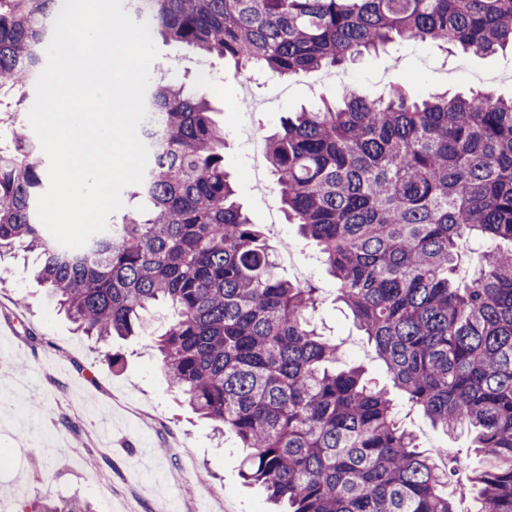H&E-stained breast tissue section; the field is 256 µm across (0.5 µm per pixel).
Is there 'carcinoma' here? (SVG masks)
<instances>
[{
  "label": "carcinoma",
  "mask_w": 512,
  "mask_h": 512,
  "mask_svg": "<svg viewBox=\"0 0 512 512\" xmlns=\"http://www.w3.org/2000/svg\"><path fill=\"white\" fill-rule=\"evenodd\" d=\"M62 0H0V106L41 74ZM137 17L236 69L279 78L338 67L397 39L512 49V0H132ZM154 126L127 211L79 249L37 216L48 178L18 112L0 125V249L36 253L37 279L87 336H134L169 303L164 372L242 447L245 479L283 512H456L448 473L398 422L400 404L311 322L319 288L278 277L259 225L234 199L211 106L150 80ZM289 223L319 247L405 403L441 429L467 426L486 466L477 512H512V99L490 92L340 103L265 137ZM493 243L457 273L462 243ZM19 512H90L73 500Z\"/></svg>",
  "instance_id": "obj_1"
}]
</instances>
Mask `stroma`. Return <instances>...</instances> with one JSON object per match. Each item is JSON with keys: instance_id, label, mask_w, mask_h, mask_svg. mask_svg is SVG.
Segmentation results:
<instances>
[{"instance_id": "stroma-1", "label": "stroma", "mask_w": 512, "mask_h": 512, "mask_svg": "<svg viewBox=\"0 0 512 512\" xmlns=\"http://www.w3.org/2000/svg\"><path fill=\"white\" fill-rule=\"evenodd\" d=\"M159 51L156 66L172 70L193 84L198 69L209 70L213 83L204 87L212 117L224 133V167L236 199L253 223L266 225L269 207L279 206L274 182L258 189L251 178L250 145L238 135L242 124L269 133L281 116L303 109L318 110L340 94L344 82L357 85L369 98L401 87L415 96L435 91L466 94L491 88L512 97V54L463 55L452 48L397 41L365 54L338 73L320 79L309 75L288 80L252 71L244 74L223 59L204 56L185 44L154 35ZM275 253L292 252L309 271L308 281L320 288L314 315L319 331L342 344L337 368L362 366L378 386L390 387V375L367 343L353 315L336 298V282L328 275L321 254L283 224L269 234ZM296 266L279 264L284 279L297 281ZM172 319L170 307L151 306L144 314V331L113 338L111 350L120 358L111 366L103 349L81 336L60 313L42 285L35 282L23 260L0 262V345L10 347L11 360L0 363V452L11 459L0 469V512H16L23 501L47 495L87 501L94 512H123L131 488H139L135 512H161L168 490L150 483L153 473L179 474L171 492L191 512L209 487H216L231 512H264L265 495L242 476L246 449L232 434L217 436L211 421L192 411L161 369L153 340ZM39 369V384L27 391L24 410L39 412L25 432L12 425L14 405L7 392ZM401 421L418 438L421 451L445 453L478 467L467 429L454 434L432 426L420 410L403 411ZM108 473L116 490L105 500L95 479Z\"/></svg>"}]
</instances>
